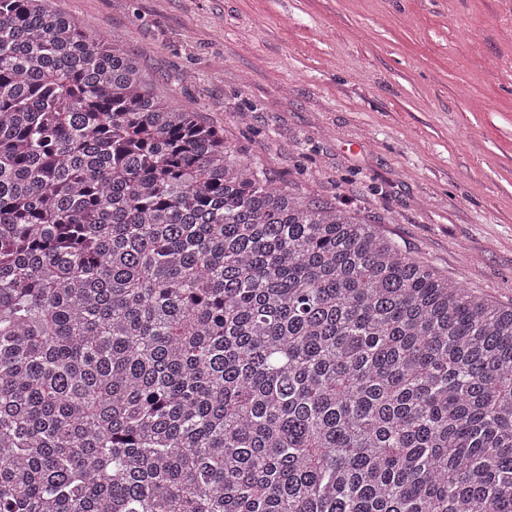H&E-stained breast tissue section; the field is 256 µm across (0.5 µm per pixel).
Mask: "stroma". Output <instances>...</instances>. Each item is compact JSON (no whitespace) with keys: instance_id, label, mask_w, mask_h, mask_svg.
<instances>
[{"instance_id":"35a3bbf8","label":"stroma","mask_w":512,"mask_h":512,"mask_svg":"<svg viewBox=\"0 0 512 512\" xmlns=\"http://www.w3.org/2000/svg\"><path fill=\"white\" fill-rule=\"evenodd\" d=\"M49 2L278 180L512 304V0Z\"/></svg>"}]
</instances>
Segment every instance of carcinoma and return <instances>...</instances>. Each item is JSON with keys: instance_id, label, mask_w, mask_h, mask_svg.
I'll return each instance as SVG.
<instances>
[{"instance_id": "carcinoma-1", "label": "carcinoma", "mask_w": 512, "mask_h": 512, "mask_svg": "<svg viewBox=\"0 0 512 512\" xmlns=\"http://www.w3.org/2000/svg\"><path fill=\"white\" fill-rule=\"evenodd\" d=\"M0 0V512H512V305Z\"/></svg>"}]
</instances>
